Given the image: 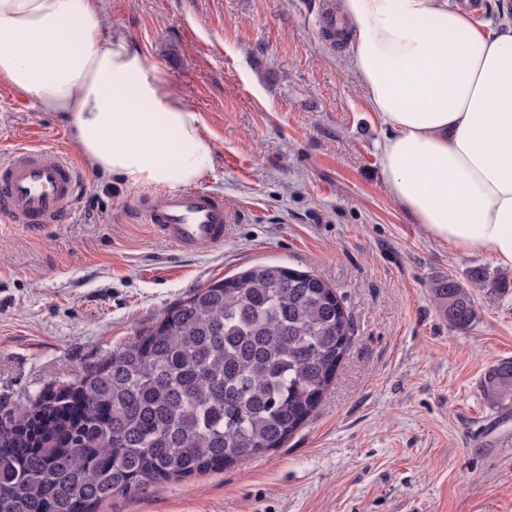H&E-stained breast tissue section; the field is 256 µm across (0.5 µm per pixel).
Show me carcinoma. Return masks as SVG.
<instances>
[{"label": "carcinoma", "mask_w": 512, "mask_h": 512, "mask_svg": "<svg viewBox=\"0 0 512 512\" xmlns=\"http://www.w3.org/2000/svg\"><path fill=\"white\" fill-rule=\"evenodd\" d=\"M469 280L500 287L482 267ZM430 292L451 327L472 325L471 289L448 276ZM350 339L342 298L312 274L256 265L197 288L21 421L0 423V512H96L278 448L317 411ZM483 392L512 398V359L489 367Z\"/></svg>", "instance_id": "obj_1"}]
</instances>
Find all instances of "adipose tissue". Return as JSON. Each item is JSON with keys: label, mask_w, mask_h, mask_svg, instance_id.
<instances>
[{"label": "adipose tissue", "mask_w": 512, "mask_h": 512, "mask_svg": "<svg viewBox=\"0 0 512 512\" xmlns=\"http://www.w3.org/2000/svg\"><path fill=\"white\" fill-rule=\"evenodd\" d=\"M355 79L389 134L394 200L433 239L512 268V26L448 0H339ZM0 77L68 123L96 173L177 190L213 168L163 70L106 33L94 0H0Z\"/></svg>", "instance_id": "1"}]
</instances>
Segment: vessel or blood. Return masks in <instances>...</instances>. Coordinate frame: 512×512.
Returning <instances> with one entry per match:
<instances>
[{
    "label": "vessel or blood",
    "mask_w": 512,
    "mask_h": 512,
    "mask_svg": "<svg viewBox=\"0 0 512 512\" xmlns=\"http://www.w3.org/2000/svg\"><path fill=\"white\" fill-rule=\"evenodd\" d=\"M78 191L79 171L69 157L40 144L17 148L0 162V222L30 228L62 223ZM136 214L182 254L223 245L231 222L223 195L206 189L170 194Z\"/></svg>",
    "instance_id": "obj_1"
}]
</instances>
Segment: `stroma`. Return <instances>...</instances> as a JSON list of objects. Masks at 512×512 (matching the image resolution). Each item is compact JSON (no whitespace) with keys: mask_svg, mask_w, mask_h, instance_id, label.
I'll use <instances>...</instances> for the list:
<instances>
[{"mask_svg":"<svg viewBox=\"0 0 512 512\" xmlns=\"http://www.w3.org/2000/svg\"><path fill=\"white\" fill-rule=\"evenodd\" d=\"M337 0H100L110 32L198 112L214 152L203 188L232 215L224 243L181 255L133 189L82 168L65 222L0 223V418L58 390L155 326L194 289L261 264L335 288L351 341L315 417L278 448L126 495L99 512H512V400L481 381L512 359V269L431 240L391 197L386 128L330 43ZM41 143L79 152L59 116L0 91V161ZM488 268L506 290L474 294L473 325H448L429 286Z\"/></svg>","mask_w":512,"mask_h":512,"instance_id":"1","label":"stroma"}]
</instances>
